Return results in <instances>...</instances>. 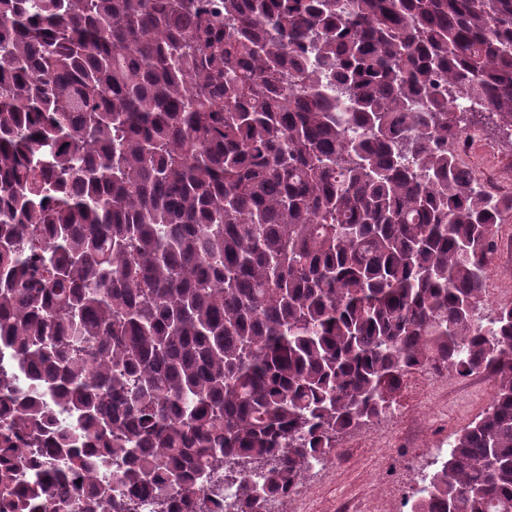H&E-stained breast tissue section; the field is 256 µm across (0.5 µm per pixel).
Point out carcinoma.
I'll return each mask as SVG.
<instances>
[{"label":"carcinoma","instance_id":"cac0c4a2","mask_svg":"<svg viewBox=\"0 0 512 512\" xmlns=\"http://www.w3.org/2000/svg\"><path fill=\"white\" fill-rule=\"evenodd\" d=\"M478 115L512 143V0H0V512L31 446L62 512H269L416 369L494 392L408 512H512ZM9 376L11 388L16 394H26L32 390L33 378L30 371L23 367L13 355L6 356L0 347V374Z\"/></svg>","mask_w":512,"mask_h":512}]
</instances>
